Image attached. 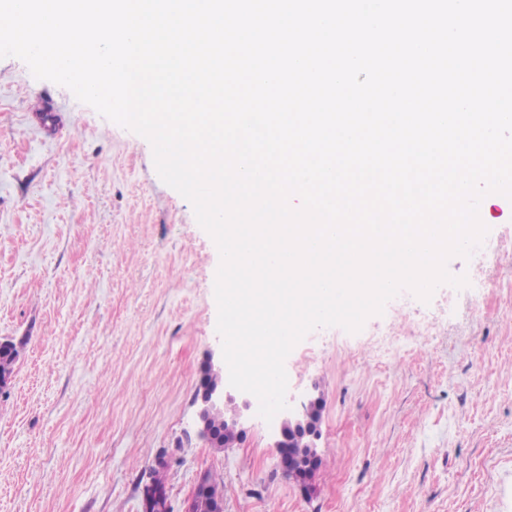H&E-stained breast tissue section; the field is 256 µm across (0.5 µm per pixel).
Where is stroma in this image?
Returning a JSON list of instances; mask_svg holds the SVG:
<instances>
[{
	"instance_id": "35a3bbf8",
	"label": "stroma",
	"mask_w": 512,
	"mask_h": 512,
	"mask_svg": "<svg viewBox=\"0 0 512 512\" xmlns=\"http://www.w3.org/2000/svg\"><path fill=\"white\" fill-rule=\"evenodd\" d=\"M480 208L493 262H447L467 287L402 290L359 332L318 328L288 355V398H325L308 498L257 413L234 447L196 434L200 370L222 355L220 256L148 140L0 58V341L19 350L0 512H144L161 452L174 512L207 473L224 512H512V206Z\"/></svg>"
}]
</instances>
